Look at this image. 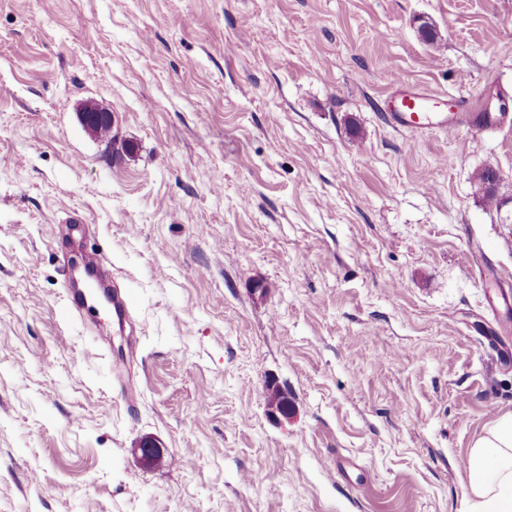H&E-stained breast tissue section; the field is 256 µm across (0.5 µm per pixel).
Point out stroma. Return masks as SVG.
I'll use <instances>...</instances> for the list:
<instances>
[{
    "mask_svg": "<svg viewBox=\"0 0 512 512\" xmlns=\"http://www.w3.org/2000/svg\"><path fill=\"white\" fill-rule=\"evenodd\" d=\"M395 73L512 103V0H0V512H474L512 124L395 131Z\"/></svg>",
    "mask_w": 512,
    "mask_h": 512,
    "instance_id": "1",
    "label": "stroma"
}]
</instances>
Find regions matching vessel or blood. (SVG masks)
<instances>
[{"label":"vessel or blood","instance_id":"obj_1","mask_svg":"<svg viewBox=\"0 0 512 512\" xmlns=\"http://www.w3.org/2000/svg\"><path fill=\"white\" fill-rule=\"evenodd\" d=\"M391 95L397 106L385 115L387 124L395 129L413 133L454 130L471 124L490 130L512 123L507 112H474L465 96L447 97L407 84L402 78L391 81Z\"/></svg>","mask_w":512,"mask_h":512}]
</instances>
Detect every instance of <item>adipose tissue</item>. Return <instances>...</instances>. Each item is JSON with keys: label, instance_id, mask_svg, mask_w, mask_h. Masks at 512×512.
Instances as JSON below:
<instances>
[{"label": "adipose tissue", "instance_id": "ef3b65f1", "mask_svg": "<svg viewBox=\"0 0 512 512\" xmlns=\"http://www.w3.org/2000/svg\"><path fill=\"white\" fill-rule=\"evenodd\" d=\"M468 472L481 512H512V413L496 418L474 441Z\"/></svg>", "mask_w": 512, "mask_h": 512}]
</instances>
